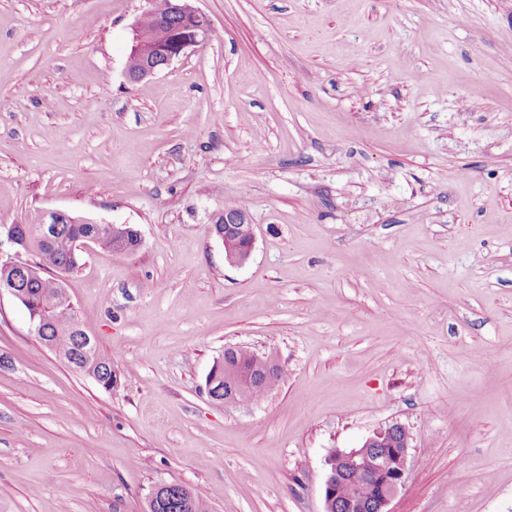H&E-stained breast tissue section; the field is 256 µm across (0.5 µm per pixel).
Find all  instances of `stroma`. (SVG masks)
I'll return each instance as SVG.
<instances>
[{
  "instance_id": "1",
  "label": "stroma",
  "mask_w": 512,
  "mask_h": 512,
  "mask_svg": "<svg viewBox=\"0 0 512 512\" xmlns=\"http://www.w3.org/2000/svg\"><path fill=\"white\" fill-rule=\"evenodd\" d=\"M190 3L208 43L133 82L147 0H0V226L142 238L63 280L111 390L0 294V512H324L330 452L394 423L388 512H512V0ZM234 346L284 368L261 402L206 393ZM227 208L232 210L225 209L224 214L221 215L224 217V220L223 217H218L214 224H212L211 229L213 234L215 235L217 232H224V224H234L233 228L230 230L228 234L229 249L230 251L234 252L236 249H241L248 241L250 224H247V214L244 210L240 208H235L234 204H229ZM222 220L223 223H221ZM251 228V237L247 245L241 249V252L229 258H227L226 253V258L230 264L241 266L244 265L250 258L255 241L253 224H251ZM163 496L148 501V512H209L205 501L181 484H168ZM165 491V492H164Z\"/></svg>"
}]
</instances>
